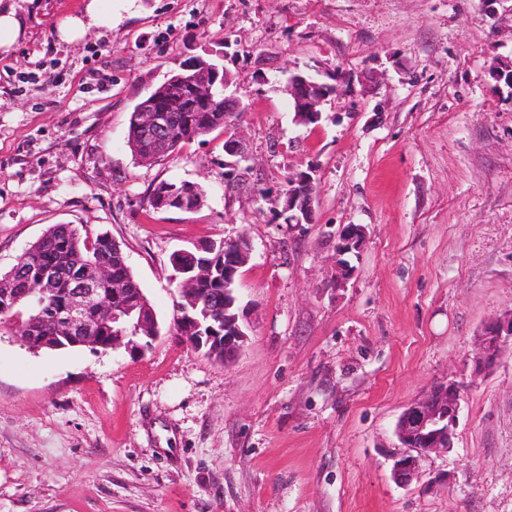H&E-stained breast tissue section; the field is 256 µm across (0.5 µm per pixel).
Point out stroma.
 Returning a JSON list of instances; mask_svg holds the SVG:
<instances>
[{
    "mask_svg": "<svg viewBox=\"0 0 512 512\" xmlns=\"http://www.w3.org/2000/svg\"><path fill=\"white\" fill-rule=\"evenodd\" d=\"M0 49V273L51 225L108 234L161 327L141 351H34L0 322V512H512V347L470 359L512 309V0H130L112 30L62 42L86 0H15ZM220 53L251 169L224 182V131L151 164L131 112L185 60ZM375 83H357L362 71ZM350 91L301 126L289 73ZM316 171V221L276 209ZM204 190L155 211L159 182ZM366 225L336 285V233ZM246 235L248 342L223 365L171 327L176 250ZM462 386L455 448L398 486L403 408ZM446 483L431 484L437 473ZM3 1V0H1ZM0 1V48H9L19 37L22 27L14 3L4 4ZM512 346V309L486 321L476 336L472 357V373L476 376L492 372L499 363L502 351Z\"/></svg>",
    "mask_w": 512,
    "mask_h": 512,
    "instance_id": "35a3bbf8",
    "label": "stroma"
}]
</instances>
